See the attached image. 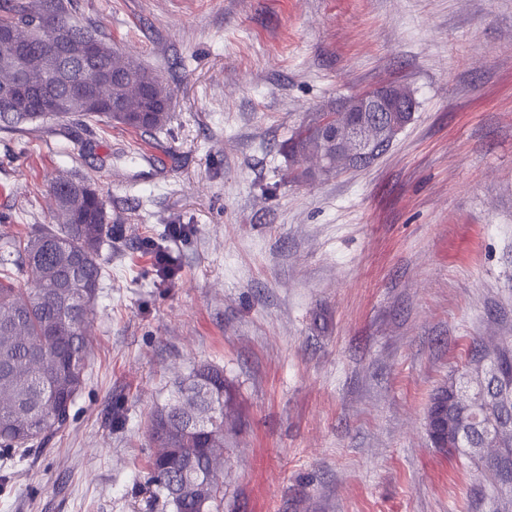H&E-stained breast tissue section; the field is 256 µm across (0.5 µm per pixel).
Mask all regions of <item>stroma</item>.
I'll return each mask as SVG.
<instances>
[{
  "mask_svg": "<svg viewBox=\"0 0 512 512\" xmlns=\"http://www.w3.org/2000/svg\"><path fill=\"white\" fill-rule=\"evenodd\" d=\"M64 3L172 106L0 129V245L55 223L59 176L112 226L71 423L0 463V512H167L147 422L201 363L235 395L220 512H512L424 428L439 387L472 395L473 342H512V0ZM388 82L417 102L389 150L296 178L289 139Z\"/></svg>",
  "mask_w": 512,
  "mask_h": 512,
  "instance_id": "35a3bbf8",
  "label": "stroma"
}]
</instances>
